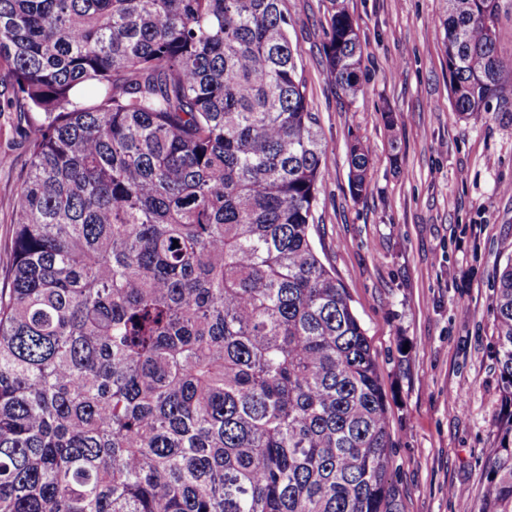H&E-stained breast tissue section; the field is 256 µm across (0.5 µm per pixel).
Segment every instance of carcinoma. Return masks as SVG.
Wrapping results in <instances>:
<instances>
[{"instance_id": "carcinoma-1", "label": "carcinoma", "mask_w": 512, "mask_h": 512, "mask_svg": "<svg viewBox=\"0 0 512 512\" xmlns=\"http://www.w3.org/2000/svg\"><path fill=\"white\" fill-rule=\"evenodd\" d=\"M281 0H0L29 155L0 288V512H401L365 329L313 238L325 146ZM500 0H448L451 105L512 101ZM327 75L360 91L340 7ZM371 145H349L350 193ZM488 486L512 512V258Z\"/></svg>"}]
</instances>
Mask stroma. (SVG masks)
I'll list each match as a JSON object with an SVG mask.
<instances>
[{
    "mask_svg": "<svg viewBox=\"0 0 512 512\" xmlns=\"http://www.w3.org/2000/svg\"><path fill=\"white\" fill-rule=\"evenodd\" d=\"M363 48L362 90L338 99L326 74L337 5ZM326 148L315 243L347 289L388 396L390 478L402 512H459L481 499L484 451L501 407L493 313L512 241V105L460 118L439 25L446 0H283ZM398 120L390 136L384 113ZM373 147L364 196L348 189L347 147ZM0 279L13 262L18 179L28 154L0 112Z\"/></svg>",
    "mask_w": 512,
    "mask_h": 512,
    "instance_id": "1",
    "label": "stroma"
}]
</instances>
